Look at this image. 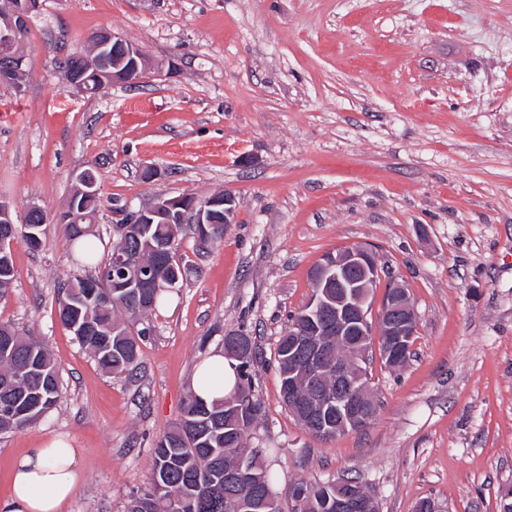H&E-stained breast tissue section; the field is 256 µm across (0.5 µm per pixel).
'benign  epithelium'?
Instances as JSON below:
<instances>
[{"mask_svg":"<svg viewBox=\"0 0 512 512\" xmlns=\"http://www.w3.org/2000/svg\"><path fill=\"white\" fill-rule=\"evenodd\" d=\"M41 0H20L14 8L3 17L0 26V80L15 70L25 68V55L19 50V35L28 26L30 16L40 10ZM99 49H112V54L118 59L115 70L112 71V84H117L118 77L130 74L124 84L135 86L146 77V64L143 52L128 43L118 34L106 30L98 37ZM86 71L93 72L97 77V92L108 87L99 68V59L90 57ZM67 88L77 93L93 91L85 80H72ZM75 188L73 195L82 193L98 194L100 186L97 179L89 170H83L74 176ZM224 206V223H234L236 198L229 192L217 193L207 198H197L190 194H181L169 198H161L151 205L142 206L128 211L121 223L131 224H178L185 215H193V223L202 226L204 232H209L212 219V207ZM41 218L40 223L31 224L27 218L15 220L9 205L0 201V222L14 224L20 222L28 228L27 240L35 243L41 240L42 227L53 221L66 217L71 224H83L86 219L76 212L75 206L66 207L64 214L51 215L44 209L33 206ZM131 259L123 252L112 255V282L123 288H140L146 281H155L161 288H174L178 280L166 283L154 279L152 269L141 264V272L130 274ZM381 276L378 262L374 261L373 253L364 247H346L324 258L315 272V287L323 289V293H315L303 308V317L316 326L315 332L325 336H351L359 333L361 336H385L392 350H401L407 337L414 334L417 315L414 307L409 305V295L399 290L392 292L389 299L390 309L395 317L387 322H378L376 328L369 327L368 314L370 310V295L366 288L370 282ZM336 289V295H331L329 289ZM326 407L336 410V420L347 425L356 426L368 418L367 407L357 394L353 393L350 376L341 365H336V396L326 402ZM340 492L336 495V512H373V499L367 495L359 496L351 484L336 482Z\"/></svg>","mask_w":512,"mask_h":512,"instance_id":"7a95c632","label":"benign epithelium"}]
</instances>
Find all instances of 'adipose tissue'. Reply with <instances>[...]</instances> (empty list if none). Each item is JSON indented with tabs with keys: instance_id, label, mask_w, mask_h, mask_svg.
<instances>
[{
	"instance_id": "ef3b65f1",
	"label": "adipose tissue",
	"mask_w": 512,
	"mask_h": 512,
	"mask_svg": "<svg viewBox=\"0 0 512 512\" xmlns=\"http://www.w3.org/2000/svg\"><path fill=\"white\" fill-rule=\"evenodd\" d=\"M237 386L235 362L220 353L199 364L191 380L192 391L207 402L231 396ZM76 459V449L62 438L26 449L13 464L0 512H60L80 479Z\"/></svg>"
}]
</instances>
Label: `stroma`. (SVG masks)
Listing matches in <instances>:
<instances>
[{
	"label": "stroma",
	"mask_w": 512,
	"mask_h": 512,
	"mask_svg": "<svg viewBox=\"0 0 512 512\" xmlns=\"http://www.w3.org/2000/svg\"><path fill=\"white\" fill-rule=\"evenodd\" d=\"M21 88L0 84V200L62 211L97 170L98 258L120 210L179 194L236 197L224 236L184 225L185 277L138 321L136 376L104 373L61 325L85 273L64 225L15 245L0 322L48 345L60 399L0 432V498L17 455L55 436L81 473L61 512H124L195 367L251 337L259 449L284 512L293 481L356 477L379 512H498L512 485V0H43ZM102 28L140 48L142 86L82 95L58 62ZM157 174L145 178L147 168ZM376 252L418 315L399 368L373 356L364 430L312 436L283 404L276 342L312 295L311 268Z\"/></svg>",
	"instance_id": "obj_1"
}]
</instances>
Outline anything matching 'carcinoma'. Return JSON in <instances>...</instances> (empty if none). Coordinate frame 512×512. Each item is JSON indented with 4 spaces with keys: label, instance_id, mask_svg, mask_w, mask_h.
<instances>
[{
    "label": "carcinoma",
    "instance_id": "cac0c4a2",
    "mask_svg": "<svg viewBox=\"0 0 512 512\" xmlns=\"http://www.w3.org/2000/svg\"><path fill=\"white\" fill-rule=\"evenodd\" d=\"M70 241L78 244L85 259H94V252L75 225H67ZM178 224H153L147 235H115L114 251H124L137 260L157 263L150 244L179 237ZM106 260L93 276L70 277L58 297V317L67 328L76 319L86 320L87 332L78 342L94 358L99 367L114 376H130L139 363V342L142 333L133 330L134 321L160 306L168 290L165 288H116L108 272ZM14 278L12 256L0 258V298L4 297ZM306 337L292 336L286 331L276 347L280 376V394L284 405L304 429L310 421L298 404L315 403L323 395L334 392L335 381L328 374L318 380L304 373ZM370 346L367 341L350 339L345 345L333 346L327 352L330 362L343 360L350 364L351 374L367 376L368 360L360 356ZM247 371H241L238 384L240 397L247 407L226 405L224 399L201 400L188 391L179 418L160 434L153 448L151 486L161 485L164 495L174 499H191L194 512H282L272 486L275 476L267 471L259 452L247 448V439L254 429L258 404L253 400ZM60 397L59 369L48 347L41 341L20 335L13 326L0 329V406L16 405L28 411L21 417L0 415V431L23 428L56 405ZM249 459L260 483L248 488L228 477L235 474L241 458ZM295 487L307 490L305 512H334L336 489L330 483L301 480ZM126 512H168L167 504L148 491L131 499Z\"/></svg>",
    "mask_w": 512,
    "mask_h": 512
}]
</instances>
